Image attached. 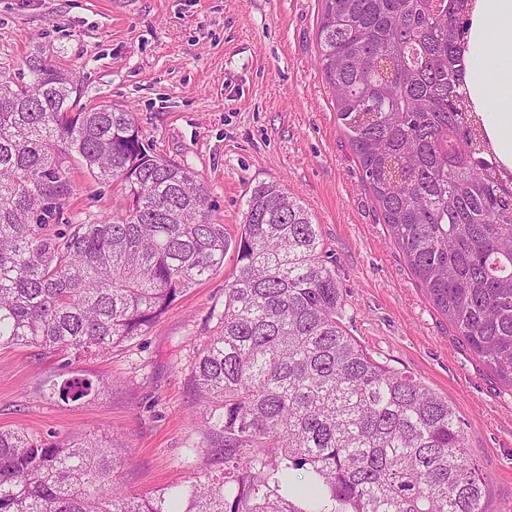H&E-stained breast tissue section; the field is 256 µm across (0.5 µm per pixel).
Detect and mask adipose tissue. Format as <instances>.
Segmentation results:
<instances>
[{
  "instance_id": "ef3b65f1",
  "label": "adipose tissue",
  "mask_w": 512,
  "mask_h": 512,
  "mask_svg": "<svg viewBox=\"0 0 512 512\" xmlns=\"http://www.w3.org/2000/svg\"><path fill=\"white\" fill-rule=\"evenodd\" d=\"M467 88L488 114L494 151L512 158V0H479Z\"/></svg>"
}]
</instances>
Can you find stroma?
Segmentation results:
<instances>
[{"label": "stroma", "mask_w": 512, "mask_h": 512, "mask_svg": "<svg viewBox=\"0 0 512 512\" xmlns=\"http://www.w3.org/2000/svg\"><path fill=\"white\" fill-rule=\"evenodd\" d=\"M321 0H0V74L40 50L72 69L84 101L131 110L155 154L190 170L235 238L245 201L279 184L316 224L335 267L350 336L376 360L447 398L485 482L487 512L512 504V387L488 370L421 288L384 224L317 65ZM60 221L116 214V182L72 159ZM236 254L179 296L147 332L101 354L0 349V429L73 441L108 436L114 475L147 499L224 466L206 449L191 383L224 310ZM79 377L105 389L78 401L49 388Z\"/></svg>", "instance_id": "35a3bbf8"}]
</instances>
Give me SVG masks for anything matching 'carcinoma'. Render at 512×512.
<instances>
[{
  "mask_svg": "<svg viewBox=\"0 0 512 512\" xmlns=\"http://www.w3.org/2000/svg\"><path fill=\"white\" fill-rule=\"evenodd\" d=\"M321 2L319 65L384 223L512 388V169L461 91L479 0ZM27 69L28 81L0 76V349L104 352L143 335L231 248L237 268L193 374L224 475L129 498L105 440L0 429V512H486L448 400L349 336L300 202L257 185L232 241L205 187L142 142L133 112L81 105L72 74L40 51ZM75 156L120 182L121 214L59 223ZM93 388L73 378L51 395Z\"/></svg>",
  "mask_w": 512,
  "mask_h": 512,
  "instance_id": "carcinoma-1",
  "label": "carcinoma"
}]
</instances>
